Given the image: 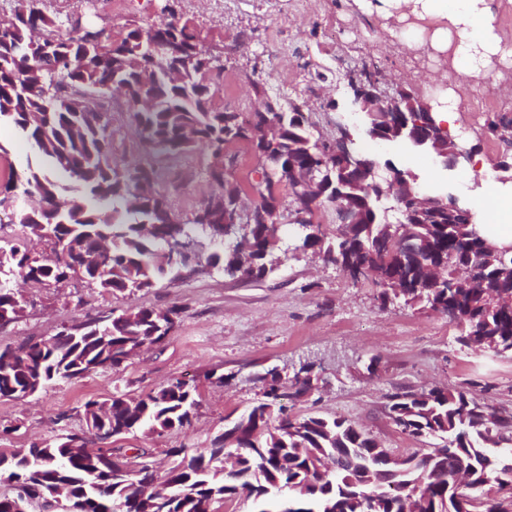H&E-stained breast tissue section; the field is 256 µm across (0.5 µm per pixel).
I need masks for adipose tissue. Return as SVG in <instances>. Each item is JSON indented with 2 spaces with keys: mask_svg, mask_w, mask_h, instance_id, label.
<instances>
[{
  "mask_svg": "<svg viewBox=\"0 0 512 512\" xmlns=\"http://www.w3.org/2000/svg\"><path fill=\"white\" fill-rule=\"evenodd\" d=\"M360 10H378L387 20L408 18L434 22L430 44L450 52L456 73L480 76L493 60L512 63V51L504 50L503 38L488 0H355ZM488 217L479 224L480 234L500 245H512V195L491 178L482 182Z\"/></svg>",
  "mask_w": 512,
  "mask_h": 512,
  "instance_id": "obj_1",
  "label": "adipose tissue"
}]
</instances>
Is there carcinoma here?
Returning a JSON list of instances; mask_svg holds the SVG:
<instances>
[{
    "mask_svg": "<svg viewBox=\"0 0 512 512\" xmlns=\"http://www.w3.org/2000/svg\"><path fill=\"white\" fill-rule=\"evenodd\" d=\"M13 18L0 22V118L4 117L30 144L47 137L43 151L53 166L29 168L0 190V210L19 195L39 197L40 206L14 210L12 224L28 235L57 246L53 254L36 257L0 239V325L18 320L24 307L10 287L22 275L40 284L78 279L90 288L131 295L147 290L171 273L166 240L176 233L195 244L224 243L223 252L206 255L229 277L261 279L275 266L274 244L282 224L273 216L282 173L275 161L304 169L320 166L325 152L308 142L306 113L286 112L281 97L253 83L261 110L243 122L237 112L211 107L215 78L223 74L195 31L178 17V0H162L168 21L156 30L190 60L178 70L180 58L156 59L147 42L149 29L133 22L125 34L97 27L73 35L74 15L53 18L44 0H15ZM53 40L54 56L35 63L24 82L15 76V57L37 53L35 46ZM128 104L143 147L176 160L203 146L214 159L207 177L214 185L204 205L186 224L164 196L152 191L154 172L145 167L131 177L102 163L112 141V94ZM369 130L387 133L385 141L405 139L381 121L367 117ZM251 144L261 162L252 188L260 202L244 233L220 236L224 218L240 202L241 186L224 178L222 151L233 143ZM407 170L391 160L367 171L365 184L345 179L335 168L326 171L325 194L311 198L309 213L324 203L351 202L361 208V224L336 225L329 233L312 222L294 225L296 248L319 254L353 283L380 288L381 307L395 299L454 313L460 329L457 342L478 353L512 357V254H486L479 281L468 279L466 267L480 253L482 236L472 214L435 207L410 219L391 220L397 205L387 185L366 192L389 170ZM80 185L81 201L61 207L58 178ZM406 235L416 248L408 255L397 236ZM174 309L131 306L83 321L72 335L63 330L46 341L28 342L0 354V399H25L62 379L121 365L147 345H157L175 324ZM281 379L276 368L253 376L262 385V399L224 426L209 448L188 454L170 448L174 461L159 471L147 452L131 458L119 448L94 452L86 439L66 433L10 453L0 452V512H43L45 499L56 494L63 512H110L111 504L133 496V487H160L148 512H208L216 500L247 495L255 512H458L457 478L469 486L497 488L491 498H474L466 512H512V416L482 404L473 394L475 380L451 389L400 391L389 396L388 416L415 440L444 441L434 448L397 454L349 420L322 414L292 416L278 400ZM313 364L294 373L288 399L297 400L313 388ZM109 407L108 428L120 436L135 432L162 433L191 423L199 407L198 388L175 380L144 396L114 393L109 402L83 404L84 429L97 412ZM55 472V485L45 487L42 475Z\"/></svg>",
    "mask_w": 512,
    "mask_h": 512,
    "instance_id": "carcinoma-1",
    "label": "carcinoma"
}]
</instances>
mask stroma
Wrapping results in <instances>:
<instances>
[{"label":"stroma","mask_w":512,"mask_h":512,"mask_svg":"<svg viewBox=\"0 0 512 512\" xmlns=\"http://www.w3.org/2000/svg\"><path fill=\"white\" fill-rule=\"evenodd\" d=\"M46 12L80 14L116 33L131 20L146 26L165 21L158 0H124L117 7L99 0L92 9L83 0H46ZM180 14L233 79L230 91L213 98V107L253 112L259 105L253 82L277 94L283 79H293L287 93L305 102L312 139L334 138L337 126H344L367 154L410 170L421 194L454 198L482 216L479 175L471 164L446 170L428 152L372 140L363 114L346 107L350 77L366 70L383 75L387 91L402 87L433 102L443 87L439 75L451 70L452 63L447 55L423 47L431 24L410 19L390 26L380 16L362 13L355 0H235L228 8L219 0H181ZM457 93L459 138L480 143L481 157L494 166L505 145L488 132L487 123L512 119V68L461 78ZM331 101L337 109H328ZM113 105V164L121 169L146 164L148 157L126 122L123 96H115ZM39 162L36 150L13 128L0 127V187ZM209 163L207 154L197 151L183 157L178 171L160 166L155 187L181 219L191 218L211 191L205 175ZM275 256L274 271L259 281L232 279L222 269L206 266L189 275H168L131 297L75 279L49 286L15 279L24 312L17 322L0 328V349L54 336L64 325L131 305L174 308L178 314L164 341L120 367L54 383L29 398L0 399V450L81 431L82 405L88 399L104 401L116 391L140 396L176 378L192 380L201 405L190 425L108 442L112 448L145 450L164 469L171 462L167 449L192 453L210 447L226 418L259 398L255 372L276 365L289 379L302 360L314 362L318 382L308 395L288 404L289 414L344 417L400 453L419 443L392 423L389 394L453 387L474 378L488 386L480 401L512 414V358L462 347L455 324L439 312L400 299L380 307L375 287L352 284L336 266L297 250L291 236L282 237ZM222 374L226 382L216 383Z\"/></svg>","instance_id":"stroma-1"}]
</instances>
